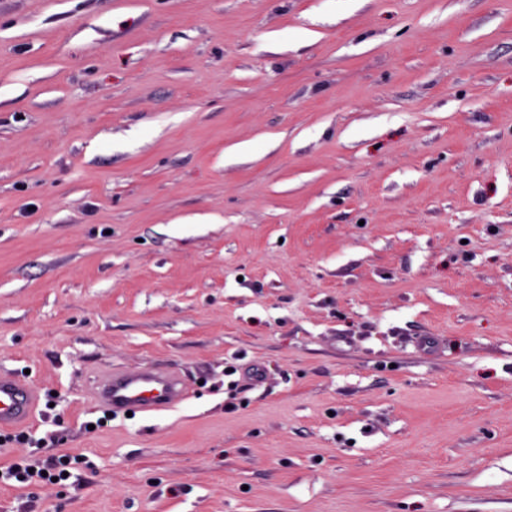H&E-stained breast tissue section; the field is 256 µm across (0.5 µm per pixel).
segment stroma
<instances>
[{
    "mask_svg": "<svg viewBox=\"0 0 512 512\" xmlns=\"http://www.w3.org/2000/svg\"><path fill=\"white\" fill-rule=\"evenodd\" d=\"M0 375V512H512V0H0ZM96 388L104 408L143 416L168 410L187 396L179 377L159 368L112 371L98 379ZM37 406V394L26 383L0 378V428L28 422ZM76 457L63 455L54 462H39L35 460L22 459L10 465L6 471H0V480L14 479L18 483L26 484L27 486H38L42 483H53L59 485L61 481H66L69 476H64V472L69 473L66 467L71 464L72 460ZM20 462H31L22 465ZM29 468H34L33 472H29ZM42 471L47 472V476H43ZM52 478H57V481H52Z\"/></svg>",
    "mask_w": 512,
    "mask_h": 512,
    "instance_id": "obj_1",
    "label": "stroma"
}]
</instances>
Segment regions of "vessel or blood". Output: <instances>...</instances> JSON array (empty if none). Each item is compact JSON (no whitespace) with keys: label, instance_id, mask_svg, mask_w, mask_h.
<instances>
[{"label":"vessel or blood","instance_id":"vessel-or-blood-1","mask_svg":"<svg viewBox=\"0 0 512 512\" xmlns=\"http://www.w3.org/2000/svg\"><path fill=\"white\" fill-rule=\"evenodd\" d=\"M179 377L164 369L116 370L96 383V399L113 411L151 416L184 400ZM37 406V394L27 384L0 378V428H15L28 422Z\"/></svg>","mask_w":512,"mask_h":512}]
</instances>
